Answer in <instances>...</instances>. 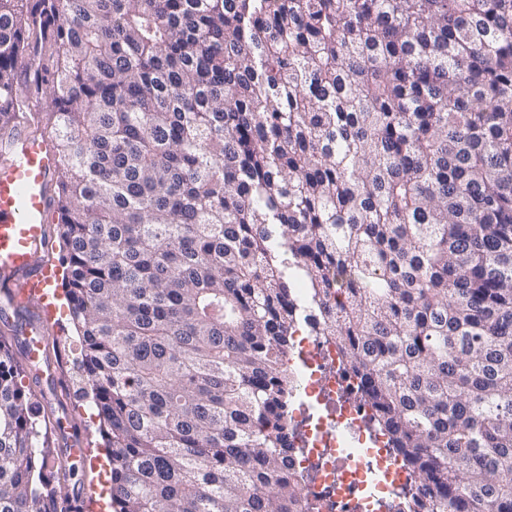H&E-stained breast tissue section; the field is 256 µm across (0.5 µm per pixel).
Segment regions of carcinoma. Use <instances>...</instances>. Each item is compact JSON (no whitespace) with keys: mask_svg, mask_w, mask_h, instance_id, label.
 <instances>
[{"mask_svg":"<svg viewBox=\"0 0 512 512\" xmlns=\"http://www.w3.org/2000/svg\"><path fill=\"white\" fill-rule=\"evenodd\" d=\"M28 98L113 512H303L300 324L400 512H512V0H0ZM25 377L0 341V512H80Z\"/></svg>","mask_w":512,"mask_h":512,"instance_id":"cac0c4a2","label":"carcinoma"}]
</instances>
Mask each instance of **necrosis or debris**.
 <instances>
[{
	"label": "necrosis or debris",
	"instance_id": "obj_1",
	"mask_svg": "<svg viewBox=\"0 0 512 512\" xmlns=\"http://www.w3.org/2000/svg\"><path fill=\"white\" fill-rule=\"evenodd\" d=\"M299 372V409L293 466L303 477L301 496L319 512H361L363 505L402 487L410 476L396 468L393 480L369 462L364 430L370 411L347 397L346 377L334 340L303 336L288 352Z\"/></svg>",
	"mask_w": 512,
	"mask_h": 512
}]
</instances>
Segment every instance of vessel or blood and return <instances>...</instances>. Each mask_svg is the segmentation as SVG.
Returning <instances> with one entry per match:
<instances>
[{
    "label": "vessel or blood",
    "mask_w": 512,
    "mask_h": 512,
    "mask_svg": "<svg viewBox=\"0 0 512 512\" xmlns=\"http://www.w3.org/2000/svg\"><path fill=\"white\" fill-rule=\"evenodd\" d=\"M57 163L53 143L23 124L0 156V297L13 307L38 305L51 283L34 254L55 217L47 183Z\"/></svg>",
    "instance_id": "obj_1"
}]
</instances>
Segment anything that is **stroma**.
<instances>
[{
  "label": "stroma",
  "instance_id": "1",
  "mask_svg": "<svg viewBox=\"0 0 512 512\" xmlns=\"http://www.w3.org/2000/svg\"><path fill=\"white\" fill-rule=\"evenodd\" d=\"M16 322H30L42 327V346L37 363H29L22 335L14 325L0 322V340L5 341L16 358L25 363V384L44 411L51 428L50 442L56 469L68 472L64 491L70 500L85 497L100 500L109 486L110 469L103 458L81 461L69 457L67 450L73 444L99 448L102 439L97 420L77 405L78 387L74 381L73 363L79 353L76 333L72 330L67 312L57 315V326L45 327L43 319L27 308L15 311Z\"/></svg>",
  "mask_w": 512,
  "mask_h": 512
}]
</instances>
